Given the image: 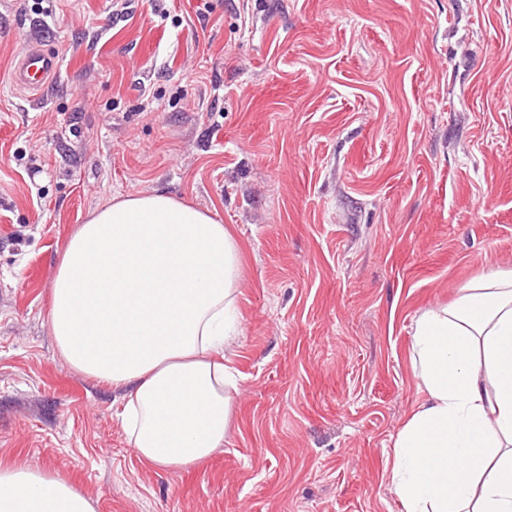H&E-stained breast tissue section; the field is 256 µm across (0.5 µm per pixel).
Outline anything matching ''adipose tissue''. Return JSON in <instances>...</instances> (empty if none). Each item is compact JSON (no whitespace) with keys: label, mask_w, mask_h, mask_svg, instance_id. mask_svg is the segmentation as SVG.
Returning <instances> with one entry per match:
<instances>
[{"label":"adipose tissue","mask_w":512,"mask_h":512,"mask_svg":"<svg viewBox=\"0 0 512 512\" xmlns=\"http://www.w3.org/2000/svg\"><path fill=\"white\" fill-rule=\"evenodd\" d=\"M237 241L211 212L155 191L90 213L67 242L49 319L77 372L122 392L138 457L185 469L222 448L234 375ZM413 368L425 394L393 444L404 512H512V270L423 310ZM0 512H96L52 474L0 466Z\"/></svg>","instance_id":"1"}]
</instances>
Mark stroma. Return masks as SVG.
<instances>
[{
  "mask_svg": "<svg viewBox=\"0 0 512 512\" xmlns=\"http://www.w3.org/2000/svg\"><path fill=\"white\" fill-rule=\"evenodd\" d=\"M155 190L241 251L225 443L188 470L137 457L49 321L78 226ZM484 269H512V0H0L1 464L97 512H403L412 325ZM59 56L43 45H29L10 75L17 87L41 93L57 73Z\"/></svg>",
  "mask_w": 512,
  "mask_h": 512,
  "instance_id": "35a3bbf8",
  "label": "stroma"
}]
</instances>
